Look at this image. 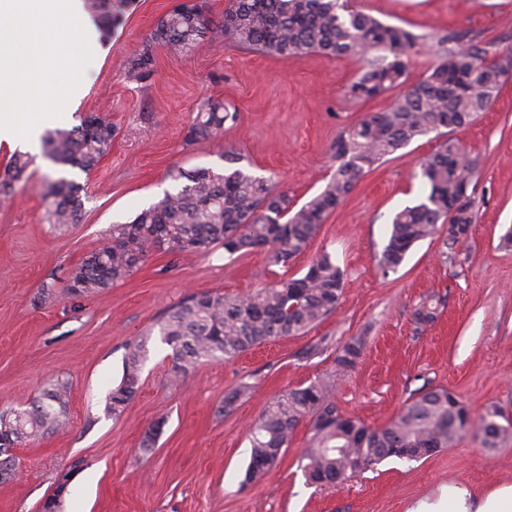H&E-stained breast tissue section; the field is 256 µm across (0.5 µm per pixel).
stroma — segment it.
<instances>
[{
  "mask_svg": "<svg viewBox=\"0 0 512 512\" xmlns=\"http://www.w3.org/2000/svg\"><path fill=\"white\" fill-rule=\"evenodd\" d=\"M177 2L135 0L84 72L85 93L64 126L91 113L112 122V150L99 167L87 174L34 154L15 204L0 207V407L27 406L49 379L69 383L67 427L18 443L19 473L0 484V512H39L66 471L71 483L61 512H414L452 487L478 502L512 486V439L489 450L468 434L419 461L392 457L341 486L313 485L302 469L304 424L275 468L243 482L249 424L281 391L318 379H335L339 410L373 428L387 424L426 383L456 394L471 414L492 403L512 413V247L500 245L512 227V79L488 111L456 134L479 171L467 239L450 250L440 235L421 241L397 272L380 271L392 215L423 196L415 164L437 146L429 136L414 141L362 179L289 268V276H302L326 251L345 271L338 308L305 334L200 364L170 384L171 350L151 328L188 294L242 295L272 281L261 252H154L107 293L70 295V270L104 244L112 225L172 189V168L223 171L222 154L232 147L243 167L272 178L300 205L330 178L336 137L392 100L350 95L360 58L262 54L224 40L181 56L155 49L152 77L128 80V59ZM352 2L420 35V47L409 54L410 86L436 63L448 33L477 35L512 52V0ZM210 97L236 112V122L226 124L220 141L185 145L188 125ZM60 178L79 185L84 202L80 222L62 234L44 223L41 196L45 180ZM50 281L54 295L42 298L40 287ZM430 295L439 300L436 317L416 329L411 313ZM146 332L141 387L113 418L106 396L122 378L128 344ZM322 336L333 339L334 349L301 358ZM354 336L365 339L362 356L353 370L337 371L335 349ZM240 387L245 393L233 411L220 413L225 395ZM155 426L153 447H144Z\"/></svg>",
  "mask_w": 512,
  "mask_h": 512,
  "instance_id": "obj_1",
  "label": "stroma"
}]
</instances>
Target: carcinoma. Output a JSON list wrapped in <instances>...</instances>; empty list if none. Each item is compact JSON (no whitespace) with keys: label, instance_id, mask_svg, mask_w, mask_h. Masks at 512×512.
<instances>
[{"label":"carcinoma","instance_id":"1","mask_svg":"<svg viewBox=\"0 0 512 512\" xmlns=\"http://www.w3.org/2000/svg\"><path fill=\"white\" fill-rule=\"evenodd\" d=\"M133 0H88L87 8L101 21V37L108 39L121 21L122 9ZM228 40L264 54L301 57L310 52L328 56H361L365 67L350 86V94L367 100L397 91L380 112H371L332 146L336 168L324 188L301 206L286 191L276 190L269 178L238 166L242 157L224 152L227 167L215 173L199 168L171 173L177 183L156 204L131 221L112 225L108 241L77 267L70 279L77 295L103 294L124 281L161 251L172 255L206 253L215 246L228 256L262 251L270 266L288 270L304 254L326 217L343 202L365 174L388 156L431 133L442 138L435 151L418 161L426 187L419 203L394 213L387 244L378 265L387 276L404 262L412 247L453 224L457 235L445 236L454 247L468 237L475 214L470 191L478 169L450 133L469 126L490 105L500 75L512 67V54L492 55L488 44L472 36L443 54L414 86L404 84L409 52L420 36L395 24H386L347 5V0H230L224 17L209 16L205 0H183L157 22L148 44L129 61L127 77L137 81L153 74L155 46L183 55L201 42ZM237 113L221 99L203 102L185 138L194 145L224 136L227 120ZM115 128L104 117L82 121L74 129L54 130L43 139L46 156L61 166L89 174L112 149ZM28 155L13 154L0 170V205L15 196V184L27 172ZM80 187L65 179L43 186L46 223L59 232L80 221ZM344 270L327 252L316 257L300 277H283L247 295L191 294L171 305L158 321V332L172 350L173 381L210 360H232L240 354L283 336L306 333L333 313L343 295ZM435 318L425 301L414 309L418 326ZM128 347L120 383L107 398V409L119 417L141 386V369L149 336ZM364 339L353 337L337 351L336 364L356 367ZM335 381L316 380L288 389L266 404L250 428V461L245 482L260 480L279 463L300 424L309 438L301 459L311 484L363 473L384 460L399 457L396 448L432 443L450 448L463 436L461 426L470 416L464 402L443 387L421 390L407 400L386 425L372 428L344 415L336 405ZM65 383L49 384L25 410H0V434L16 441L35 440L67 425ZM473 431L485 433L484 448H496L512 437V417L492 404L473 418Z\"/></svg>","mask_w":512,"mask_h":512}]
</instances>
